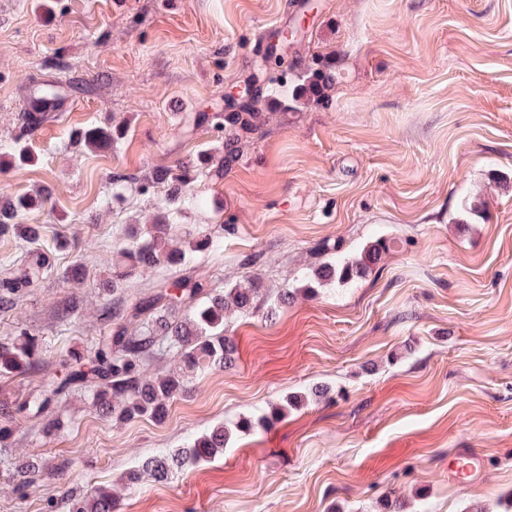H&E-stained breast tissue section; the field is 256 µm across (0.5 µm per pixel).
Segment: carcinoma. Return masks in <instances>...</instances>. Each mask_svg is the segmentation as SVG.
Here are the masks:
<instances>
[{
    "label": "carcinoma",
    "mask_w": 512,
    "mask_h": 512,
    "mask_svg": "<svg viewBox=\"0 0 512 512\" xmlns=\"http://www.w3.org/2000/svg\"><path fill=\"white\" fill-rule=\"evenodd\" d=\"M264 64L265 59L258 60L247 76L255 84L249 98L224 102V157L220 166L209 167L217 176L236 164L244 139L263 132L268 112L279 97L287 95L294 101L321 105L330 101L328 91L335 84V66L330 59L312 58L311 63L294 75L291 84L278 86L264 78ZM75 136L78 142L100 148L112 142L114 133L106 127H91ZM155 180L167 184L171 205L192 198L185 171L175 173L161 168L156 170ZM37 201L43 202V197L20 196L0 208V227L15 226L18 236L27 244L22 267L7 268L0 273V308L3 309L12 307L23 289L31 287L48 270L46 258L38 248L40 225L16 222ZM122 236L127 243L112 261V288H121L141 272L161 265L179 267L180 275L157 280L128 310L122 297L113 298L112 305L101 309V317L108 325L107 334L99 337L89 354L74 353V362L62 361L61 374L49 390L1 402L0 413L7 422L31 421L33 427L50 431L60 426L53 415L55 403L76 389L87 388L95 408L119 422L144 417L161 421L173 400L199 375L212 367L233 363L235 345L228 335V315H252L268 305L255 277L216 293L195 275V253L220 254L224 249V238L208 227L199 226L186 232L185 244L173 224L128 225L123 228ZM391 246L389 239L377 238L353 257L339 250L333 252L325 261L305 268V287L311 290L317 284H346L361 278L381 261ZM182 305L188 307V316L182 320L173 318V309ZM39 361L37 340L24 331L0 342L3 378L25 374L35 369ZM329 392L328 386L321 385L309 394L289 393L270 410L244 417L232 428L219 423L181 448L145 458L138 468L126 473L124 485L135 488L143 473L164 481L174 466H193L222 455L232 435L258 429L268 432L288 411L308 404L310 396L324 397ZM11 434V428L0 427V466L15 468V489L22 494L35 486L41 474L32 460L13 462L9 453ZM118 506V498L111 489L95 487L73 500L69 512H117Z\"/></svg>",
    "instance_id": "obj_1"
}]
</instances>
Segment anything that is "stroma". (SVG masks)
<instances>
[{
    "mask_svg": "<svg viewBox=\"0 0 512 512\" xmlns=\"http://www.w3.org/2000/svg\"><path fill=\"white\" fill-rule=\"evenodd\" d=\"M311 2L0 0V197L49 194L21 218L42 227L48 273L0 310V339L38 338L41 365L0 380V397L47 389L69 352L93 349L116 227L209 225L224 236L223 253L197 258L209 288L246 281L261 254L269 298L295 292L272 315L233 317V366L207 370L163 421L116 422L77 395L58 430L18 427L43 476L22 495L0 471V512H66L68 491L95 486L119 512H384L387 497L391 512H496L512 498V0ZM303 15L288 71L335 56L329 104L280 107L235 167L190 184L198 204L168 206L154 171L222 158L225 92ZM46 82L79 91L20 138ZM118 124L108 147L71 140ZM18 143L32 164L10 158ZM477 193L479 217L463 209ZM379 237L394 245L366 276L301 290L323 244L352 256ZM320 383L329 398L270 432L124 487L140 459ZM457 448L482 451L483 477L449 478Z\"/></svg>",
    "mask_w": 512,
    "mask_h": 512,
    "instance_id": "35a3bbf8",
    "label": "stroma"
}]
</instances>
